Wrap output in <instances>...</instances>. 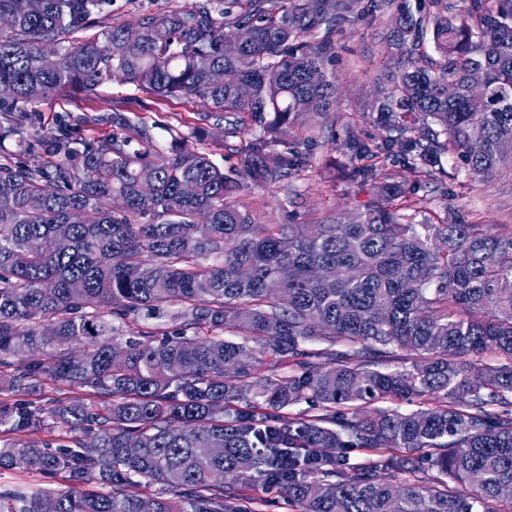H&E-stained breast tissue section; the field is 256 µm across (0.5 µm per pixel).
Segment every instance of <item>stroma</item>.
I'll return each mask as SVG.
<instances>
[{
	"label": "stroma",
	"instance_id": "1",
	"mask_svg": "<svg viewBox=\"0 0 512 512\" xmlns=\"http://www.w3.org/2000/svg\"><path fill=\"white\" fill-rule=\"evenodd\" d=\"M194 0H103L93 16L97 31L134 20L136 16L158 14L177 7H188ZM361 16L354 25L338 29L335 36L337 77L333 107L318 123L298 115L288 136L297 143L305 158L299 176L264 188L242 190L235 198L240 211L252 214L262 224H317L338 217H350L366 202L370 184L344 177L323 179L321 171L328 159L337 167L348 161L346 130L355 126L359 137L377 141L384 137L366 113L379 95L381 74L396 70L397 62L388 55L383 35L390 30L389 15L378 0H361ZM121 110L134 123L151 126L157 141L169 144L172 136L183 139L188 150L207 152L218 165L228 168L241 164L242 147L253 140V133L228 135L225 123L199 101L186 98H160L133 82L117 80L100 83L93 96L73 90L38 105L30 116L18 117L23 136L46 135L67 128L76 140H98L112 136L113 128L104 116ZM453 176L444 190L420 189L419 207L431 218L453 214L479 224H512V179L504 177L490 186L478 187L465 170L445 160ZM31 399L50 403L59 398H89L87 389L70 387L43 379ZM7 383H0V406H11L24 397Z\"/></svg>",
	"mask_w": 512,
	"mask_h": 512
}]
</instances>
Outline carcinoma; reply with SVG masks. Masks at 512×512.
Wrapping results in <instances>:
<instances>
[{"instance_id":"obj_1","label":"carcinoma","mask_w":512,"mask_h":512,"mask_svg":"<svg viewBox=\"0 0 512 512\" xmlns=\"http://www.w3.org/2000/svg\"><path fill=\"white\" fill-rule=\"evenodd\" d=\"M89 2L0 0V112L122 79L262 135L226 170L116 111L103 121L134 129L139 148L118 136L77 147L62 129L38 141L41 164H0V379L22 391L45 375L96 397L0 407L13 430L74 434L55 449L0 438V469L65 482L0 491V512H251L256 480L299 512H512V225L415 224L412 201L448 178L445 156L481 185L512 174V0H465L453 18L381 0L401 61L375 105L387 135L348 128L344 171L373 190L351 221L321 224H258L234 196L302 170L285 129L298 102L313 117L329 109L335 34L360 0H196L100 35ZM242 26L252 42L225 55ZM46 43L59 48L52 67ZM393 160L401 181L385 173ZM114 195L125 210L105 207ZM58 232L65 250H39ZM172 303L174 335L102 340ZM39 346L45 362L29 358ZM290 360L286 376H256ZM395 400L421 405L385 406ZM387 446L397 453L361 468L341 452Z\"/></svg>"}]
</instances>
